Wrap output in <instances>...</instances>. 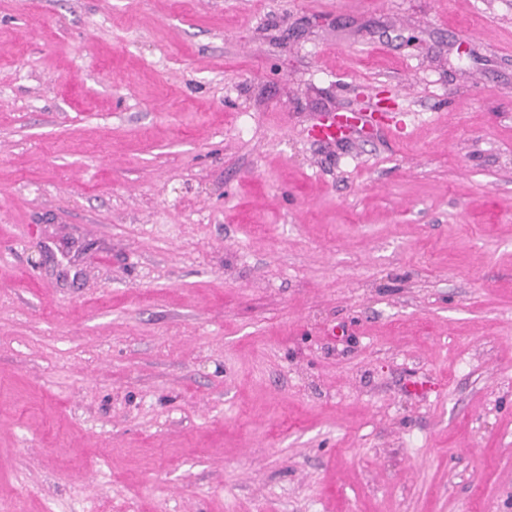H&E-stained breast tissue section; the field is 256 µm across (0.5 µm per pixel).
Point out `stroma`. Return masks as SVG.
Instances as JSON below:
<instances>
[{
	"label": "stroma",
	"instance_id": "obj_1",
	"mask_svg": "<svg viewBox=\"0 0 512 512\" xmlns=\"http://www.w3.org/2000/svg\"><path fill=\"white\" fill-rule=\"evenodd\" d=\"M0 512H512V0H0ZM369 125L366 115L357 112H336L325 116L310 129V135L318 141H338L352 133L359 124Z\"/></svg>",
	"mask_w": 512,
	"mask_h": 512
}]
</instances>
